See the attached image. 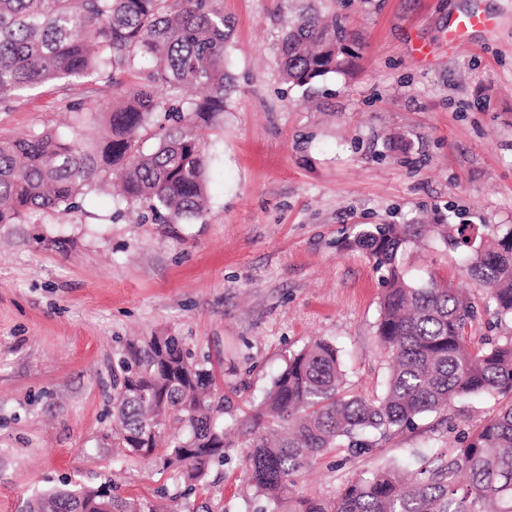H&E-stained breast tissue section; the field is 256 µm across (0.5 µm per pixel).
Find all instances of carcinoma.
Listing matches in <instances>:
<instances>
[{
	"instance_id": "carcinoma-1",
	"label": "carcinoma",
	"mask_w": 512,
	"mask_h": 512,
	"mask_svg": "<svg viewBox=\"0 0 512 512\" xmlns=\"http://www.w3.org/2000/svg\"><path fill=\"white\" fill-rule=\"evenodd\" d=\"M224 0H0V104L48 85L93 79L119 90L104 136L83 144L48 130L0 137V224L33 210L68 213L75 200L121 179V201L160 224H185L208 206L205 147L198 128L224 112L231 90ZM357 34L334 10H296L279 41L281 73L309 88L344 74ZM135 82L123 88L124 78ZM163 112L173 126L155 125ZM156 140L153 149L144 143ZM438 237L466 250L472 295L430 275L410 279L398 256ZM350 246L373 263L383 287L377 335L389 362L384 394L345 392L339 350L317 339L291 355L263 398L237 424L250 448L245 477L276 512H512V335L474 338L489 311L512 320V226L367 224ZM504 398L481 425L416 467L376 465L330 498L293 497L297 480L340 448L368 451L418 428L458 400ZM228 397L213 366L181 337L130 342L112 366V447L178 466L192 492L238 442L224 428ZM25 512H165L112 495L110 486L53 488Z\"/></svg>"
}]
</instances>
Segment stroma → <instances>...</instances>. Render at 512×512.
I'll use <instances>...</instances> for the list:
<instances>
[{"instance_id":"35a3bbf8","label":"stroma","mask_w":512,"mask_h":512,"mask_svg":"<svg viewBox=\"0 0 512 512\" xmlns=\"http://www.w3.org/2000/svg\"><path fill=\"white\" fill-rule=\"evenodd\" d=\"M361 49L348 73L310 94L281 76L278 43L288 0H224L234 89L205 130L209 209L191 224L130 216L89 191L61 214L38 210L0 224V512H23L39 491L111 481L115 495L166 496L178 512H267L244 479V447L229 449L204 486L186 493L161 462L116 457L112 363L127 339L175 332L209 357L235 406L256 404L288 357L324 338L341 351L346 387L382 395L388 363L377 336L383 289L345 239L359 224L512 225V0H337ZM473 9L497 20L455 50L438 39ZM434 44L423 60L417 42ZM80 80L0 108V135L52 129L96 138L67 111L111 100ZM415 280L472 282L462 250L438 239L401 257ZM496 402L474 397L367 452L318 460L296 491L327 498L384 460L414 465L447 447L449 423L471 428Z\"/></svg>"}]
</instances>
